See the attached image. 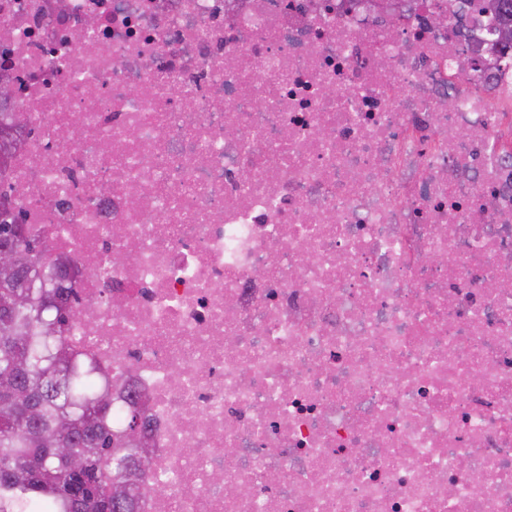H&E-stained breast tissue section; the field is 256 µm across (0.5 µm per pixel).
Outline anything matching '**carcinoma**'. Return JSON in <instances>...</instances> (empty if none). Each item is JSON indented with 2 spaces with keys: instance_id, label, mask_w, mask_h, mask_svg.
Segmentation results:
<instances>
[{
  "instance_id": "carcinoma-1",
  "label": "carcinoma",
  "mask_w": 512,
  "mask_h": 512,
  "mask_svg": "<svg viewBox=\"0 0 512 512\" xmlns=\"http://www.w3.org/2000/svg\"><path fill=\"white\" fill-rule=\"evenodd\" d=\"M512 24V0L489 4ZM21 273L0 281V512H137L138 496L105 498L127 484L141 460L128 409L119 426L96 406L112 376L72 342L82 316L73 285L45 238L20 226ZM70 448L97 471L94 489L57 454Z\"/></svg>"
}]
</instances>
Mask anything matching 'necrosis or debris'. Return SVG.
Masks as SVG:
<instances>
[{
    "instance_id": "obj_1",
    "label": "necrosis or debris",
    "mask_w": 512,
    "mask_h": 512,
    "mask_svg": "<svg viewBox=\"0 0 512 512\" xmlns=\"http://www.w3.org/2000/svg\"><path fill=\"white\" fill-rule=\"evenodd\" d=\"M401 3L0 0V188L83 265L138 512H512V49ZM23 146V132L19 125L1 124L0 126V174H6L14 155Z\"/></svg>"
}]
</instances>
